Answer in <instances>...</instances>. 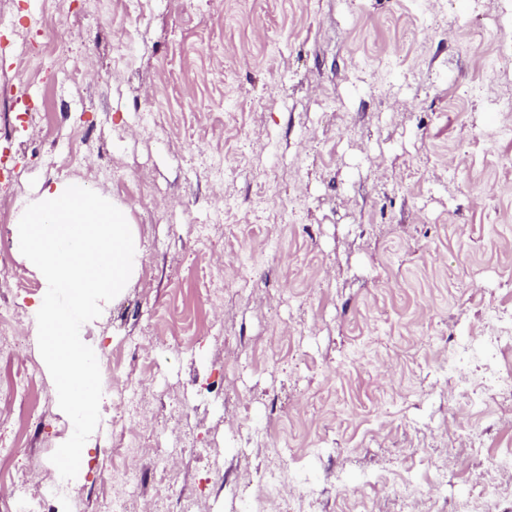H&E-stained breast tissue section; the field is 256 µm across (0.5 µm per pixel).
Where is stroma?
Wrapping results in <instances>:
<instances>
[{
  "mask_svg": "<svg viewBox=\"0 0 512 512\" xmlns=\"http://www.w3.org/2000/svg\"><path fill=\"white\" fill-rule=\"evenodd\" d=\"M65 35L39 47L40 27ZM512 0H0V313L33 374L42 471L70 423L17 288L11 225L51 182L125 206L141 267L86 330L106 399L70 493L42 512H512V395L483 340L512 316ZM32 46L20 62L23 46ZM154 196L146 211L138 188ZM246 285L226 287L225 266ZM209 287L213 297L201 296ZM168 457L112 486L116 424ZM428 486L405 503L401 483ZM494 484L498 495H479ZM274 491L272 496L280 503V512H300L295 510V506L301 502V496L297 495L296 490L291 491L288 482L281 481L278 477L273 478Z\"/></svg>",
  "mask_w": 512,
  "mask_h": 512,
  "instance_id": "obj_1",
  "label": "stroma"
}]
</instances>
